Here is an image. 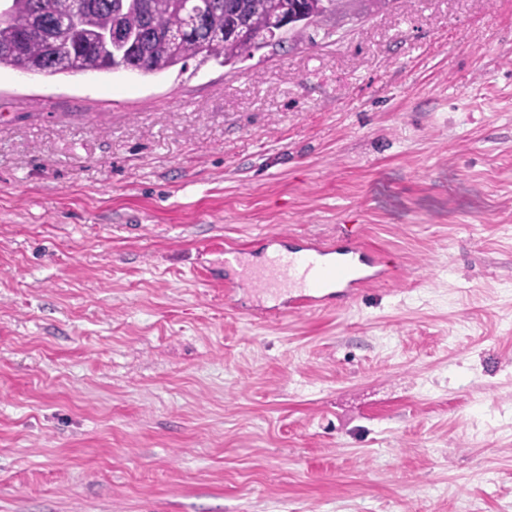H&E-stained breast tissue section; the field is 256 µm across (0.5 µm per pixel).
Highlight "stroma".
<instances>
[{"label":"stroma","mask_w":512,"mask_h":512,"mask_svg":"<svg viewBox=\"0 0 512 512\" xmlns=\"http://www.w3.org/2000/svg\"><path fill=\"white\" fill-rule=\"evenodd\" d=\"M354 224L394 279L226 297V248ZM0 512H512V0L1 69Z\"/></svg>","instance_id":"stroma-1"}]
</instances>
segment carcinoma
<instances>
[{
	"label": "carcinoma",
	"mask_w": 512,
	"mask_h": 512,
	"mask_svg": "<svg viewBox=\"0 0 512 512\" xmlns=\"http://www.w3.org/2000/svg\"><path fill=\"white\" fill-rule=\"evenodd\" d=\"M199 32L184 31L181 0H6L0 21V68H24L44 77L76 73L161 74L170 68L214 61L232 65L264 46L271 18L292 14L306 26L324 0H210ZM250 20L246 39L224 37L239 16ZM126 32L121 44L106 42L116 24Z\"/></svg>",
	"instance_id": "carcinoma-1"
}]
</instances>
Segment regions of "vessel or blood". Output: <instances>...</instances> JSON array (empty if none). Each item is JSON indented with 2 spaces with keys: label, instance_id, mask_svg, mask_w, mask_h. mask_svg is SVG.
<instances>
[{
  "label": "vessel or blood",
  "instance_id": "obj_1",
  "mask_svg": "<svg viewBox=\"0 0 512 512\" xmlns=\"http://www.w3.org/2000/svg\"><path fill=\"white\" fill-rule=\"evenodd\" d=\"M360 251V246H353L345 250L342 259L331 261L327 248L315 243L302 256L275 251L262 263L251 264L246 259L248 248L242 245L234 259L242 270V284L280 299L286 312L304 314L319 307L330 289H345L352 298L372 284V277L354 262Z\"/></svg>",
  "mask_w": 512,
  "mask_h": 512
}]
</instances>
